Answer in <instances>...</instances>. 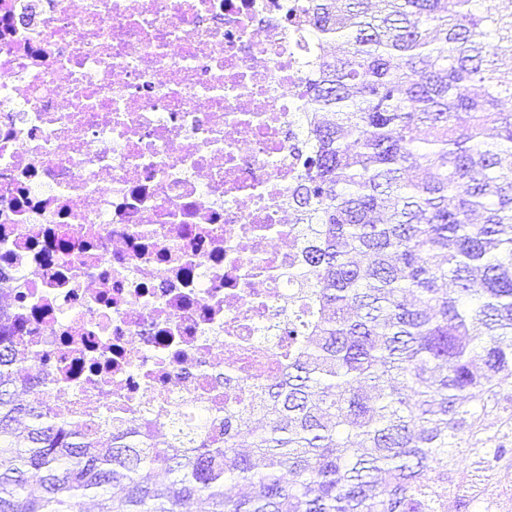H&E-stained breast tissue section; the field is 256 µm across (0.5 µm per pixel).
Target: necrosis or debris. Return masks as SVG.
Returning a JSON list of instances; mask_svg holds the SVG:
<instances>
[{
    "label": "necrosis or debris",
    "instance_id": "obj_1",
    "mask_svg": "<svg viewBox=\"0 0 512 512\" xmlns=\"http://www.w3.org/2000/svg\"><path fill=\"white\" fill-rule=\"evenodd\" d=\"M305 0H0V333L49 410L164 437L288 358Z\"/></svg>",
    "mask_w": 512,
    "mask_h": 512
}]
</instances>
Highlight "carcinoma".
<instances>
[{"mask_svg": "<svg viewBox=\"0 0 512 512\" xmlns=\"http://www.w3.org/2000/svg\"><path fill=\"white\" fill-rule=\"evenodd\" d=\"M290 23L333 50L308 60L288 362L222 424L103 446L0 335V512H512V12L307 0Z\"/></svg>", "mask_w": 512, "mask_h": 512, "instance_id": "carcinoma-1", "label": "carcinoma"}]
</instances>
